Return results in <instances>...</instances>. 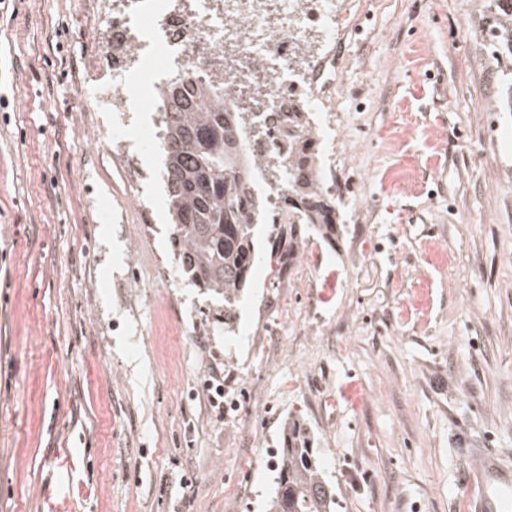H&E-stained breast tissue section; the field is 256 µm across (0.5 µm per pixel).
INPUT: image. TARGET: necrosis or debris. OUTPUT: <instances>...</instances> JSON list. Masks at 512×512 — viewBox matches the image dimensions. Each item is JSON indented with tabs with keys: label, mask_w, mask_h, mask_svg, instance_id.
Returning a JSON list of instances; mask_svg holds the SVG:
<instances>
[{
	"label": "necrosis or debris",
	"mask_w": 512,
	"mask_h": 512,
	"mask_svg": "<svg viewBox=\"0 0 512 512\" xmlns=\"http://www.w3.org/2000/svg\"><path fill=\"white\" fill-rule=\"evenodd\" d=\"M336 13L334 0H154L145 10L116 9L112 25L130 35L142 81L158 87L167 75L153 66H193L206 85L221 72L261 78L263 109L282 111L289 92L303 89L306 71L299 59L312 38L328 39ZM122 116L115 122L120 141L153 143L156 125L126 122L128 112H156L158 98L126 88L113 98Z\"/></svg>",
	"instance_id": "necrosis-or-debris-1"
}]
</instances>
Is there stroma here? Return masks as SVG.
<instances>
[{
    "mask_svg": "<svg viewBox=\"0 0 512 512\" xmlns=\"http://www.w3.org/2000/svg\"><path fill=\"white\" fill-rule=\"evenodd\" d=\"M481 2L335 0L305 96L336 245L277 288L255 270L228 333L177 272L162 155L88 103L112 0H0V512H259L292 416L336 512H464L466 449L512 448V112ZM203 390L208 395V400L213 408H217L220 412L228 411V404L225 400L224 377L220 374L213 373L203 379Z\"/></svg>",
    "mask_w": 512,
    "mask_h": 512,
    "instance_id": "1",
    "label": "stroma"
}]
</instances>
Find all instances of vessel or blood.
I'll return each mask as SVG.
<instances>
[{"label": "vessel or blood", "instance_id": "obj_1", "mask_svg": "<svg viewBox=\"0 0 512 512\" xmlns=\"http://www.w3.org/2000/svg\"><path fill=\"white\" fill-rule=\"evenodd\" d=\"M467 512H512V465L499 449L479 448L464 461Z\"/></svg>", "mask_w": 512, "mask_h": 512}]
</instances>
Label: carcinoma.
<instances>
[{"label":"carcinoma","mask_w":512,"mask_h":512,"mask_svg":"<svg viewBox=\"0 0 512 512\" xmlns=\"http://www.w3.org/2000/svg\"><path fill=\"white\" fill-rule=\"evenodd\" d=\"M483 9L489 54L512 65V0H483ZM232 92L229 82L196 85L187 70L158 93L172 253L183 280L224 296L227 326L261 260L277 265V281L269 287L278 288L305 240L317 237L329 245L342 223L303 97L260 120L224 111V97ZM265 172L267 186H285L275 212L258 190ZM260 224L267 227L262 250L256 245ZM273 468L265 512H333L335 488L299 419L288 420Z\"/></svg>","instance_id":"cac0c4a2"}]
</instances>
